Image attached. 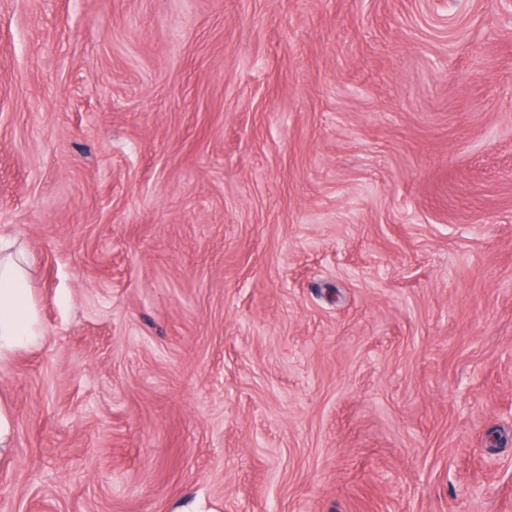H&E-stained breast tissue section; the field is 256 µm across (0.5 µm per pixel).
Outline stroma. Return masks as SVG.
Returning <instances> with one entry per match:
<instances>
[{"label":"stroma","mask_w":512,"mask_h":512,"mask_svg":"<svg viewBox=\"0 0 512 512\" xmlns=\"http://www.w3.org/2000/svg\"><path fill=\"white\" fill-rule=\"evenodd\" d=\"M0 512H512V0H0ZM30 291L20 260L4 248L0 256V360L38 340Z\"/></svg>","instance_id":"1"}]
</instances>
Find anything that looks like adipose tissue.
Segmentation results:
<instances>
[{
	"label": "adipose tissue",
	"instance_id": "adipose-tissue-1",
	"mask_svg": "<svg viewBox=\"0 0 512 512\" xmlns=\"http://www.w3.org/2000/svg\"><path fill=\"white\" fill-rule=\"evenodd\" d=\"M38 330L32 317L30 288L20 260L0 255V359L36 343Z\"/></svg>",
	"mask_w": 512,
	"mask_h": 512
}]
</instances>
